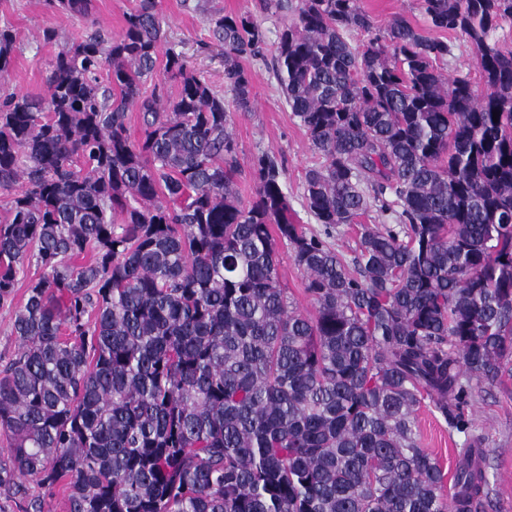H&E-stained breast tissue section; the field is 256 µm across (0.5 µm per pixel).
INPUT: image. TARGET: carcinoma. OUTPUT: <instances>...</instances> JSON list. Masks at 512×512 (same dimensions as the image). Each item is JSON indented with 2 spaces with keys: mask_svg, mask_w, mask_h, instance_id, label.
<instances>
[{
  "mask_svg": "<svg viewBox=\"0 0 512 512\" xmlns=\"http://www.w3.org/2000/svg\"><path fill=\"white\" fill-rule=\"evenodd\" d=\"M418 2L470 44L483 88L440 72L456 44L402 14L381 35L358 0H267L288 17L273 71L320 156L303 185L320 233L294 221L269 154L252 200L235 189L242 60L265 47L247 13L211 20L227 102L161 51L157 0L119 36L59 51L46 95L0 94V306L43 270L0 367V495L35 478L67 486L66 512L490 506L464 407L472 380L512 378V49L494 38L512 0ZM49 4L87 18L93 0ZM13 43L0 29V73ZM371 212L394 223H362ZM342 224L359 226L350 259L329 242ZM280 245L311 314L280 280ZM425 402L468 435L451 499L415 430Z\"/></svg>",
  "mask_w": 512,
  "mask_h": 512,
  "instance_id": "carcinoma-1",
  "label": "carcinoma"
}]
</instances>
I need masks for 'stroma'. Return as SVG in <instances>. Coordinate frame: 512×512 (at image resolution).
I'll use <instances>...</instances> for the list:
<instances>
[{
  "mask_svg": "<svg viewBox=\"0 0 512 512\" xmlns=\"http://www.w3.org/2000/svg\"><path fill=\"white\" fill-rule=\"evenodd\" d=\"M135 4L136 0H94L93 14L84 20L56 13L47 0H0V27H8L14 36L13 62L7 72L0 74V90L45 95L50 63L56 54L66 44L96 30L112 37L118 35L125 13ZM358 4L372 17L377 30H385L393 16L400 13L422 34H436L417 0H358ZM244 12L263 29L266 51L264 58L243 61L252 74L254 107L249 112L234 113L230 126L242 169L237 178L239 194L246 201L252 198L254 183L249 169L256 156L273 154L285 169L295 221L310 231H319V224L307 213L303 201L304 174L319 157L289 109L272 69L283 16L266 9L265 0H158L165 47L182 53L189 67L202 73L218 92L224 89V52L214 43L209 19ZM48 28L57 32L54 41L43 37ZM464 412L487 450L492 512H512V379L474 383ZM417 427L422 447L437 457L444 473H452L456 450L464 446L465 435L449 429L446 420L429 406L419 411Z\"/></svg>",
  "mask_w": 512,
  "mask_h": 512,
  "instance_id": "1",
  "label": "stroma"
}]
</instances>
